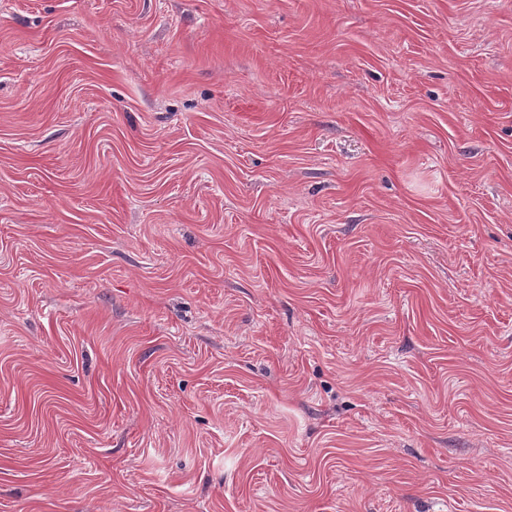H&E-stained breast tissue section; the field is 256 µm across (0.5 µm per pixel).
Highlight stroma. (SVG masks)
<instances>
[{"label":"stroma","instance_id":"1","mask_svg":"<svg viewBox=\"0 0 512 512\" xmlns=\"http://www.w3.org/2000/svg\"><path fill=\"white\" fill-rule=\"evenodd\" d=\"M0 512H512V0H0Z\"/></svg>","mask_w":512,"mask_h":512}]
</instances>
